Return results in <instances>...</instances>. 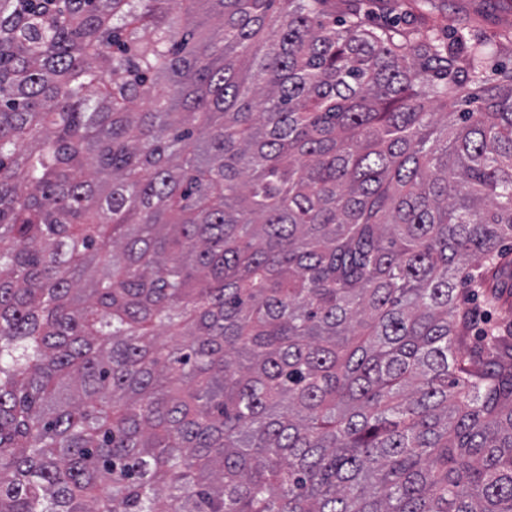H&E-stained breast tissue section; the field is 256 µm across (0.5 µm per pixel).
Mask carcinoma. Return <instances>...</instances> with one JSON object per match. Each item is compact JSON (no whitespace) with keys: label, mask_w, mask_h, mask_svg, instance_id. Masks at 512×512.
I'll list each match as a JSON object with an SVG mask.
<instances>
[{"label":"carcinoma","mask_w":512,"mask_h":512,"mask_svg":"<svg viewBox=\"0 0 512 512\" xmlns=\"http://www.w3.org/2000/svg\"><path fill=\"white\" fill-rule=\"evenodd\" d=\"M177 2L0 0V512H512L509 35Z\"/></svg>","instance_id":"1"}]
</instances>
